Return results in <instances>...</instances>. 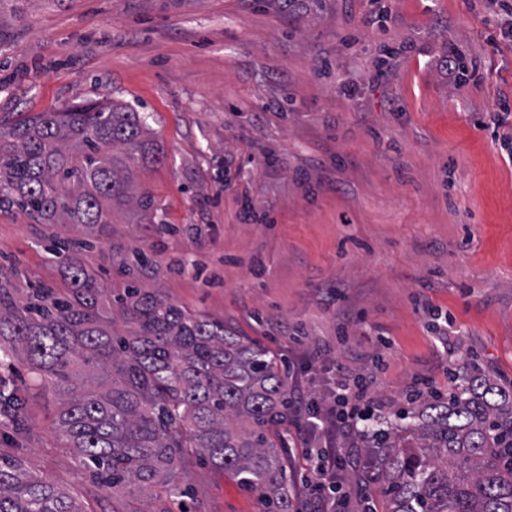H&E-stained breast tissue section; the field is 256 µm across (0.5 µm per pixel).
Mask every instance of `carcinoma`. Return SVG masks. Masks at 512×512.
<instances>
[{
	"mask_svg": "<svg viewBox=\"0 0 512 512\" xmlns=\"http://www.w3.org/2000/svg\"><path fill=\"white\" fill-rule=\"evenodd\" d=\"M147 130L142 113L105 100L0 132V210L79 230L54 249L66 291L23 302L0 278V351L23 349L39 385L58 396L56 430L74 465L122 497L112 512H190L180 470L193 454L273 512H290L288 472L269 435L286 399L274 355L157 288L107 292L79 256L115 211L155 222V199L134 185L130 166L162 161ZM24 417L22 397L0 388V422L19 430ZM400 418L410 422L377 430L365 450V480L382 489L383 512H512V390L471 375L447 401ZM0 512L83 510L22 462L0 458Z\"/></svg>",
	"mask_w": 512,
	"mask_h": 512,
	"instance_id": "obj_1",
	"label": "carcinoma"
}]
</instances>
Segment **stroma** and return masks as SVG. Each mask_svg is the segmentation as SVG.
<instances>
[{"instance_id": "1", "label": "stroma", "mask_w": 512, "mask_h": 512, "mask_svg": "<svg viewBox=\"0 0 512 512\" xmlns=\"http://www.w3.org/2000/svg\"><path fill=\"white\" fill-rule=\"evenodd\" d=\"M503 93L512 38L480 0H0V128L112 98L145 113L164 153L134 179L169 230L129 209L95 226L82 260L104 286L126 288L121 261L143 250L144 286L265 347L310 396L363 382L373 417L339 439L345 512H368L358 460L377 420L474 373L512 388V159L482 126ZM75 233L0 211L17 299L68 288L46 238ZM0 383L27 401L26 432L0 426V457L112 512L25 355L0 362ZM275 431L291 512H319L303 476L322 431L289 411ZM180 483L199 512H266L210 464Z\"/></svg>"}]
</instances>
